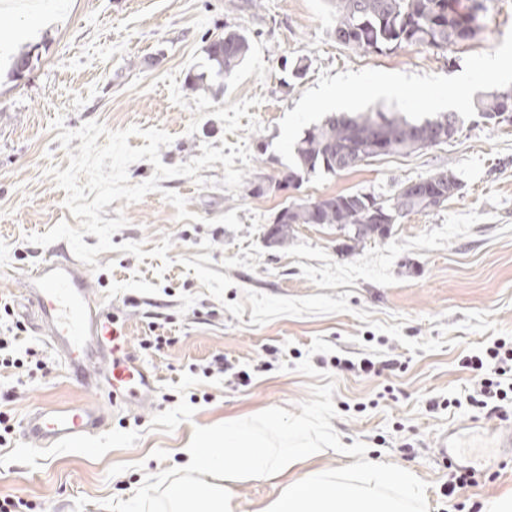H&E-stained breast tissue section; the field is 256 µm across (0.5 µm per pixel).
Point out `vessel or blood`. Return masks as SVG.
Wrapping results in <instances>:
<instances>
[{
	"instance_id": "b4317fda",
	"label": "vessel or blood",
	"mask_w": 512,
	"mask_h": 512,
	"mask_svg": "<svg viewBox=\"0 0 512 512\" xmlns=\"http://www.w3.org/2000/svg\"><path fill=\"white\" fill-rule=\"evenodd\" d=\"M28 300L37 311L50 346L63 359L68 374L95 393L94 401L76 407L45 406L27 412L20 423L25 438L49 448L89 438L106 424L99 404L143 405L154 380L111 336L112 308L92 295L82 268L72 257L51 256L22 278ZM462 427L443 432L434 454L454 461Z\"/></svg>"
}]
</instances>
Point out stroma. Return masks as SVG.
Here are the masks:
<instances>
[{
  "label": "stroma",
  "instance_id": "obj_1",
  "mask_svg": "<svg viewBox=\"0 0 512 512\" xmlns=\"http://www.w3.org/2000/svg\"><path fill=\"white\" fill-rule=\"evenodd\" d=\"M483 4L481 31L450 50L364 53L337 42L329 0H0V334L14 335L17 352L42 351L48 365L34 377L0 369V412L18 421L39 406L91 397L37 330L20 281L48 255L70 250L29 235L79 224L49 171L67 168L80 142L62 146L54 120L70 130L90 121L165 130L173 137L160 149L168 166L200 156L205 144L242 141L251 154L250 165L234 163L247 171L238 192L222 186L217 162L200 171L208 187L164 179L139 202L104 208L103 218L121 212L127 223L84 273L94 296L111 303L155 391L143 407L112 408L107 428L77 445L42 449L14 432L0 446V497H22L31 512H170L168 486L197 482L181 466L184 448L228 419L276 450L298 441L315 448L291 471L295 480L315 469L347 473L354 449L411 470L420 489L412 512H457L459 503L512 491V457L468 403L474 375L460 364L512 337V122L472 109L478 95L512 87L511 75H481L486 61L512 53V0ZM228 29L249 37L247 59L231 76L191 84L207 68L208 43ZM23 53L30 65L17 76L12 59ZM299 60L308 69L298 79ZM378 81L388 96L366 93ZM334 92L340 112L384 104L411 117L454 99L464 124L446 143L276 188L294 143L333 109L326 99ZM438 169L458 176L459 194L400 219L357 253L330 225H294L280 247L264 237L286 202L387 197ZM165 189L186 199L193 219H178ZM231 211L240 231L216 222ZM165 237L167 266L150 255ZM128 242L142 243L147 259L121 252ZM340 359L397 367L375 377L337 370ZM241 370L249 384L239 383ZM448 399L456 407L440 409ZM272 409L292 429L268 427L263 416ZM459 424L468 427L461 447L491 478L449 498V470L433 446Z\"/></svg>",
  "mask_w": 512,
  "mask_h": 512
}]
</instances>
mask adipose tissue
Returning <instances> with one entry per match:
<instances>
[{
  "instance_id": "adipose-tissue-1",
  "label": "adipose tissue",
  "mask_w": 512,
  "mask_h": 512,
  "mask_svg": "<svg viewBox=\"0 0 512 512\" xmlns=\"http://www.w3.org/2000/svg\"><path fill=\"white\" fill-rule=\"evenodd\" d=\"M194 441L185 452V466L201 481L191 500L182 486H169L174 512H241L231 482L279 478L314 455L303 442L287 453L274 454L266 437L234 421L225 424L223 432L198 433ZM351 468L359 476L357 483L319 472L303 482H288L261 512H405V501L415 492L413 472L385 469L363 459ZM218 473L223 474V483L210 482V475ZM393 487L399 489V496L390 495Z\"/></svg>"
}]
</instances>
